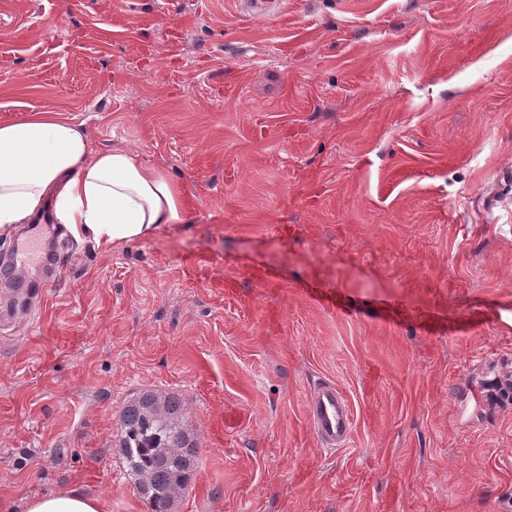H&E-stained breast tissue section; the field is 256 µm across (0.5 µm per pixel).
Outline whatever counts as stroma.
I'll list each match as a JSON object with an SVG mask.
<instances>
[{"mask_svg": "<svg viewBox=\"0 0 512 512\" xmlns=\"http://www.w3.org/2000/svg\"><path fill=\"white\" fill-rule=\"evenodd\" d=\"M42 110L184 182L192 221L67 239L45 310L0 323V512H149L113 445L147 388L200 444L175 512H512V0H0V123ZM253 266L283 289L226 301ZM321 377L357 416L338 452ZM306 417L319 445L346 448L353 436L355 415L346 392L334 380L318 378L308 388ZM103 505L77 491L52 494L30 500L27 512H102Z\"/></svg>", "mask_w": 512, "mask_h": 512, "instance_id": "1", "label": "stroma"}]
</instances>
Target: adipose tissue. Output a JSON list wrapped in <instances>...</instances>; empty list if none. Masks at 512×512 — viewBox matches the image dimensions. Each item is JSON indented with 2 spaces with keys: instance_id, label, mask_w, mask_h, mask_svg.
Returning <instances> with one entry per match:
<instances>
[{
  "instance_id": "ef3b65f1",
  "label": "adipose tissue",
  "mask_w": 512,
  "mask_h": 512,
  "mask_svg": "<svg viewBox=\"0 0 512 512\" xmlns=\"http://www.w3.org/2000/svg\"><path fill=\"white\" fill-rule=\"evenodd\" d=\"M190 192L126 149L92 148L82 125L33 111L0 124V236L31 221L56 222L75 240L107 249L190 217Z\"/></svg>"
}]
</instances>
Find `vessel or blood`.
Here are the masks:
<instances>
[{"label": "vessel or blood", "mask_w": 512, "mask_h": 512, "mask_svg": "<svg viewBox=\"0 0 512 512\" xmlns=\"http://www.w3.org/2000/svg\"><path fill=\"white\" fill-rule=\"evenodd\" d=\"M56 259L45 252L39 231H28L16 239L7 264L0 266V279L13 283L15 304L28 305L38 298L42 288L56 271ZM260 288L279 287V280L267 270L244 268L224 282V295L239 298L243 284ZM306 417L319 445L328 450L346 448L353 436L355 415L343 388L334 380H314L306 395Z\"/></svg>", "instance_id": "obj_1"}]
</instances>
